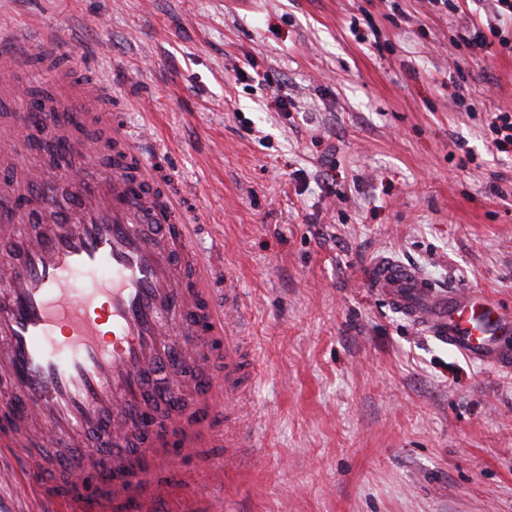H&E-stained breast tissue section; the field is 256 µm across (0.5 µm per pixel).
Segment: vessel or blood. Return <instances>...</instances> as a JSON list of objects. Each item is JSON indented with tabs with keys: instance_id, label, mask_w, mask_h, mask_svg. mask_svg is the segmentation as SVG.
<instances>
[{
	"instance_id": "vessel-or-blood-1",
	"label": "vessel or blood",
	"mask_w": 512,
	"mask_h": 512,
	"mask_svg": "<svg viewBox=\"0 0 512 512\" xmlns=\"http://www.w3.org/2000/svg\"><path fill=\"white\" fill-rule=\"evenodd\" d=\"M52 29L0 28V98L24 91L20 78L65 54ZM54 94L93 136L106 166L88 174L60 168L55 180L25 169L45 221L21 228L0 195V372L13 395L0 405V458L19 475L16 488L38 512H200L205 486L172 484L174 448L238 446L246 438L238 397L256 378L240 336L242 300L224 265V243H196L186 193L160 180L123 113L106 104L95 78L54 71ZM415 326L467 358L512 364V311L479 290H436L417 270L375 261L368 281ZM165 369V401L192 391L193 406L164 437L138 454L124 451L134 418L148 411V381ZM41 426L52 448L75 432L106 431L111 450L81 448L66 483L30 453L22 428Z\"/></svg>"
}]
</instances>
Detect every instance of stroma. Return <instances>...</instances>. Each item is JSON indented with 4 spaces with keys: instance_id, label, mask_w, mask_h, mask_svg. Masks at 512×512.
I'll use <instances>...</instances> for the list:
<instances>
[{
    "instance_id": "stroma-1",
    "label": "stroma",
    "mask_w": 512,
    "mask_h": 512,
    "mask_svg": "<svg viewBox=\"0 0 512 512\" xmlns=\"http://www.w3.org/2000/svg\"><path fill=\"white\" fill-rule=\"evenodd\" d=\"M485 8L0 0V24L63 33L113 111L150 125L224 238L260 375L248 447L209 451L212 512H512V369L365 286L391 257L512 310V151L486 127L512 113V53L454 42Z\"/></svg>"
}]
</instances>
